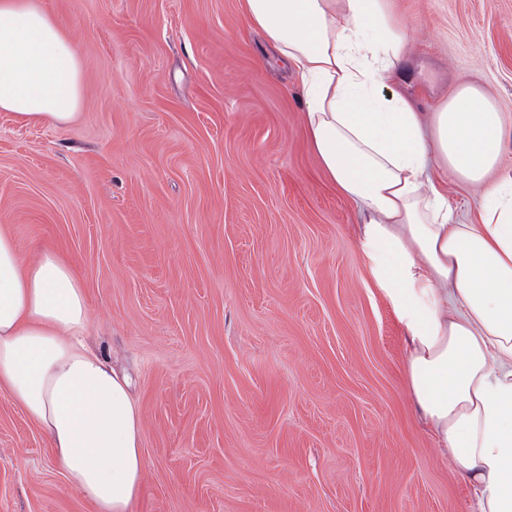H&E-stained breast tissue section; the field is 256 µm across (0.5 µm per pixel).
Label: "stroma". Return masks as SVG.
<instances>
[{
	"label": "stroma",
	"instance_id": "35a3bbf8",
	"mask_svg": "<svg viewBox=\"0 0 512 512\" xmlns=\"http://www.w3.org/2000/svg\"><path fill=\"white\" fill-rule=\"evenodd\" d=\"M42 3L79 47L82 101L63 124L0 112V228L74 263L86 344L133 378L134 512H474L410 398L361 210L239 0ZM389 3L424 118L480 85L512 174V0ZM0 512H93L3 389Z\"/></svg>",
	"mask_w": 512,
	"mask_h": 512
}]
</instances>
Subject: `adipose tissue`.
Returning <instances> with one entry per match:
<instances>
[{"mask_svg":"<svg viewBox=\"0 0 512 512\" xmlns=\"http://www.w3.org/2000/svg\"><path fill=\"white\" fill-rule=\"evenodd\" d=\"M296 75L312 151L360 204V243L403 330L407 384L475 512H512V176L498 174L501 115L457 87L424 121L394 89L406 36L387 0H241ZM81 105L79 48L41 0H0V111L66 123ZM480 186L458 224L445 174ZM89 299L58 251L21 255L0 230V388L49 442L95 512H133L145 459L127 377L89 348Z\"/></svg>","mask_w":512,"mask_h":512,"instance_id":"adipose-tissue-1","label":"adipose tissue"}]
</instances>
